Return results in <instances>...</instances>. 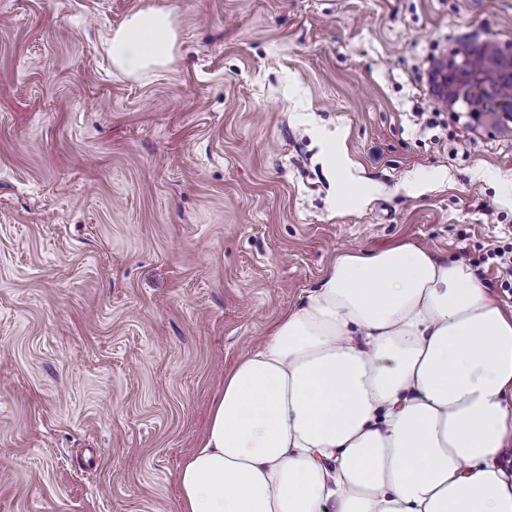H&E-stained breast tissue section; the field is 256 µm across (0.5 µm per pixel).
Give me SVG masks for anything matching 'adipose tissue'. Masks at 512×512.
<instances>
[{"label": "adipose tissue", "mask_w": 512, "mask_h": 512, "mask_svg": "<svg viewBox=\"0 0 512 512\" xmlns=\"http://www.w3.org/2000/svg\"><path fill=\"white\" fill-rule=\"evenodd\" d=\"M106 45L163 70L175 20L138 10ZM511 442L512 310L414 244L346 251L225 372L180 512H512Z\"/></svg>", "instance_id": "ef3b65f1"}]
</instances>
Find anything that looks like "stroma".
<instances>
[{"label": "stroma", "mask_w": 512, "mask_h": 512, "mask_svg": "<svg viewBox=\"0 0 512 512\" xmlns=\"http://www.w3.org/2000/svg\"><path fill=\"white\" fill-rule=\"evenodd\" d=\"M148 7L178 50L136 79L105 41ZM470 38L512 0H0V512H179L225 370L342 252L498 277L512 130L430 82ZM328 164L331 172L335 174L336 170L339 172L340 186L343 194L346 197H352L355 194V190L348 184L343 177V174L347 173L348 169V158L341 152H336V140L334 143L330 142L328 150ZM343 173V174H342ZM486 258L484 259V262H487L489 259H492V265L493 267H496L497 269H505L507 270V273H512V243L510 244H504V245H498L497 243L493 242L490 243L487 246V250L485 252Z\"/></svg>", "instance_id": "obj_1"}]
</instances>
